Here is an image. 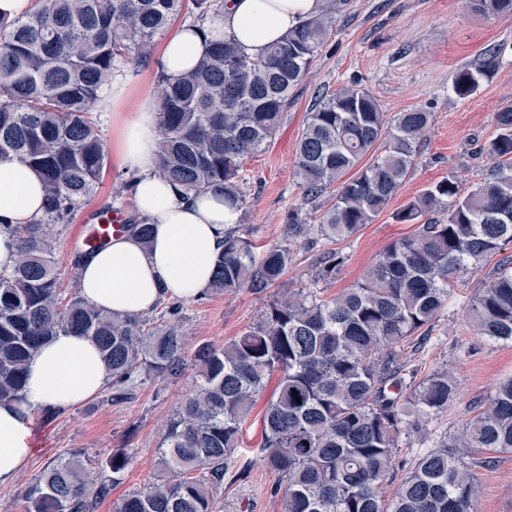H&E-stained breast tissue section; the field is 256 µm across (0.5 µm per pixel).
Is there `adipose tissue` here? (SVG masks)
Wrapping results in <instances>:
<instances>
[{
  "label": "adipose tissue",
  "instance_id": "adipose-tissue-1",
  "mask_svg": "<svg viewBox=\"0 0 512 512\" xmlns=\"http://www.w3.org/2000/svg\"><path fill=\"white\" fill-rule=\"evenodd\" d=\"M321 0H225L224 14L205 29H178L158 52L159 69L171 81L183 77L207 56L210 41L233 39L245 55H265L298 22L318 13ZM116 118L112 148L135 172L134 198L140 219L153 227L152 242L131 235L111 244L78 271L83 298L116 315L148 314L162 299L198 296L212 281L224 236L239 223L237 205L221 190L188 195L157 173V115L151 89L113 80L98 97ZM47 208L39 174L17 161L0 162V222L41 221ZM112 376L87 337L61 333L29 362L24 391L0 401V484L13 482L34 452L36 424L64 414L96 397Z\"/></svg>",
  "mask_w": 512,
  "mask_h": 512
}]
</instances>
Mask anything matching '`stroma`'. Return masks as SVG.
<instances>
[{"instance_id": "obj_1", "label": "stroma", "mask_w": 512, "mask_h": 512, "mask_svg": "<svg viewBox=\"0 0 512 512\" xmlns=\"http://www.w3.org/2000/svg\"><path fill=\"white\" fill-rule=\"evenodd\" d=\"M500 46L505 52L493 75L474 95L459 99L453 91L456 72L483 64ZM354 84L368 89L389 117L416 107L431 112V125L409 175L387 208L352 237L294 243L292 264L266 294L244 290L184 302L180 324L189 348L203 343L223 346L260 320L268 299L283 293L332 298L355 286L386 246L413 232V225L394 221L398 208L450 176L462 192L475 186L489 166L478 150L495 132L496 112L512 102V15H479L464 0H347L336 16L333 34L295 88L269 146L243 166L246 205L240 235L264 246L281 245L289 211L314 218L315 205L305 201L296 172L297 142L320 96ZM132 177L116 159H109L95 195L75 210L69 223L56 227L53 246L64 286L76 283L71 253L86 220L111 208L136 214L133 192L125 187ZM332 254L344 262L334 279H320L319 265ZM497 265V258H490L484 267L455 282L448 307L429 339H413L404 347L401 362L407 377L418 381L445 368L457 385L447 412L424 424L418 448L458 435L495 386L512 376V342L486 341L473 334L470 324L480 284ZM276 385V380H269L256 399L243 442L215 491L214 512H280L271 494L274 479L255 461L262 416ZM191 388L188 374L168 382L149 380L135 388L128 403L113 404L105 390L55 419L39 422L36 451L24 472L14 482L0 485V512H26V487L58 457L78 449L98 463L114 449L126 448L133 455L132 464L95 509L114 512L129 492L157 480V446ZM467 462L480 489L479 512H512V452L473 448ZM246 463L251 466L247 478L237 479V470Z\"/></svg>"}]
</instances>
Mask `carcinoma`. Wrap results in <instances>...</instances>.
<instances>
[{
    "label": "carcinoma",
    "mask_w": 512,
    "mask_h": 512,
    "mask_svg": "<svg viewBox=\"0 0 512 512\" xmlns=\"http://www.w3.org/2000/svg\"><path fill=\"white\" fill-rule=\"evenodd\" d=\"M466 4L484 16L512 14V0ZM187 5L198 24L224 12V0H37L28 16L0 21V160L35 168L49 200L39 223L0 224L18 243L12 270L0 273V399L19 396L29 360L60 332L95 342L117 402L133 397L137 381L175 380L192 363L193 389L157 449L159 479L128 494L115 512H212L254 399L276 374L257 459L276 478L280 512H479L465 449L512 452V377L499 382L462 434L408 463L398 448L448 410L456 384L446 368L406 381L400 354L416 333L428 337L453 283L512 242L511 102L496 113V133L480 149L490 166L473 190L461 194L452 177L431 185L394 214L417 229L388 245L355 287L329 299L277 296L258 323L221 347L200 344L187 353L178 302L153 317H118L77 289L62 295L53 226L94 196L107 166L93 106L122 65L150 60L155 36ZM342 7V0H322L317 15L262 58L220 37L180 80L159 78L158 171L186 193L220 186L244 206L243 162L276 134ZM502 53L499 47L482 66L461 69L456 94L473 95ZM431 120L432 113L413 108L390 121L365 88L323 95L308 113L296 169L307 199L333 185L337 192L314 224L289 212L288 240L314 233L345 240L371 223L409 174ZM434 210L448 216L421 221ZM125 233L146 246L152 225L133 219ZM292 260L282 245L257 255L233 226L206 294L261 295ZM471 316L475 335L512 342L511 257L483 283ZM131 462L125 449L112 451L107 479L88 468L84 452L71 451L29 484L27 512H94ZM399 471L404 476L387 499L384 485Z\"/></svg>",
    "instance_id": "1"
}]
</instances>
